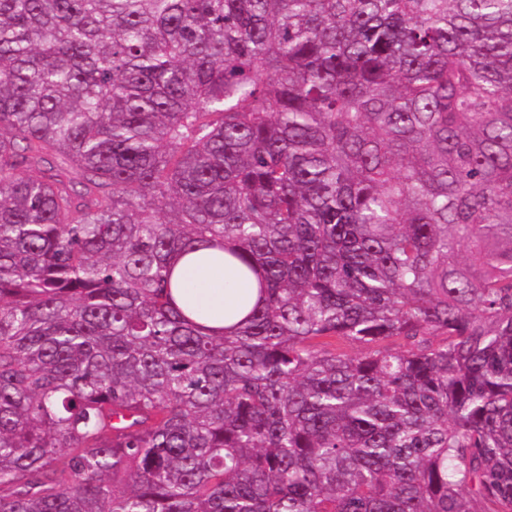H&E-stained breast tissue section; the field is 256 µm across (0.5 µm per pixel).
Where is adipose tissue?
<instances>
[{"label":"adipose tissue","instance_id":"adipose-tissue-1","mask_svg":"<svg viewBox=\"0 0 512 512\" xmlns=\"http://www.w3.org/2000/svg\"><path fill=\"white\" fill-rule=\"evenodd\" d=\"M173 275L180 284L179 305L187 312L198 309L207 313V325L218 333L232 324L226 315L228 309L257 299L256 289L232 287L233 274L224 264V254L213 248L203 246L176 257Z\"/></svg>","mask_w":512,"mask_h":512}]
</instances>
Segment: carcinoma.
Listing matches in <instances>:
<instances>
[{
  "label": "carcinoma",
  "instance_id": "obj_1",
  "mask_svg": "<svg viewBox=\"0 0 512 512\" xmlns=\"http://www.w3.org/2000/svg\"><path fill=\"white\" fill-rule=\"evenodd\" d=\"M0 512H512V0H0ZM173 275L181 285L177 289L179 305L188 314L195 309L207 313L208 318L202 322L219 334L244 315L228 318L225 316L228 309L236 307L247 296L250 305L257 299L256 288H225L233 274L224 266V252L217 249L203 246L194 253L176 257Z\"/></svg>",
  "mask_w": 512,
  "mask_h": 512
}]
</instances>
